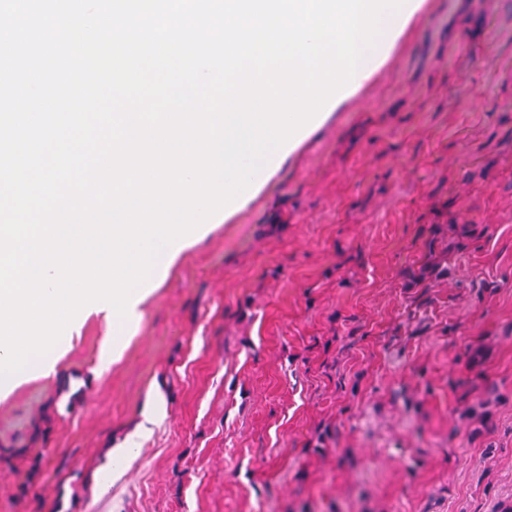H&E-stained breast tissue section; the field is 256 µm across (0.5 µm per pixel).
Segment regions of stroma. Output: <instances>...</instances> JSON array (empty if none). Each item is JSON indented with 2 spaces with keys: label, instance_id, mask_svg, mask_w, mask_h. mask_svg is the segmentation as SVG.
Here are the masks:
<instances>
[{
  "label": "stroma",
  "instance_id": "stroma-1",
  "mask_svg": "<svg viewBox=\"0 0 512 512\" xmlns=\"http://www.w3.org/2000/svg\"><path fill=\"white\" fill-rule=\"evenodd\" d=\"M141 312L0 395V512H512V0H423Z\"/></svg>",
  "mask_w": 512,
  "mask_h": 512
}]
</instances>
